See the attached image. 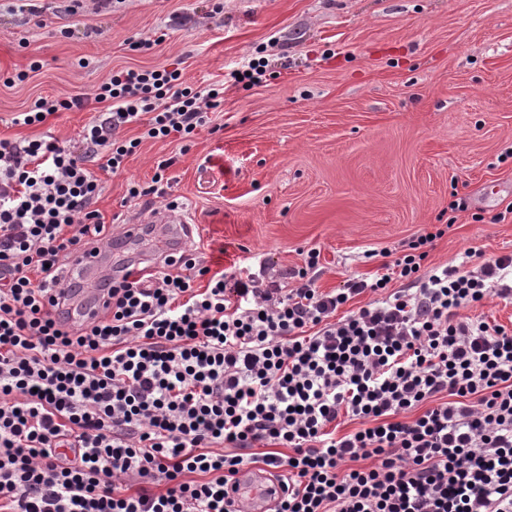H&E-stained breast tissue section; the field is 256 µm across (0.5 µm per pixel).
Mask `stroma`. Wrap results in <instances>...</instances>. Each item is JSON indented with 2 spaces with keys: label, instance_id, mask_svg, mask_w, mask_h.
I'll list each match as a JSON object with an SVG mask.
<instances>
[{
  "label": "stroma",
  "instance_id": "1",
  "mask_svg": "<svg viewBox=\"0 0 512 512\" xmlns=\"http://www.w3.org/2000/svg\"><path fill=\"white\" fill-rule=\"evenodd\" d=\"M37 14L0 0V77L39 61L29 82L0 84V138L51 133L77 140L93 110L46 124H12L36 98L82 93L111 69L164 66L187 84L224 83L218 131L188 150L147 139L120 174L97 170L96 207L112 236L105 267L165 255L172 227L148 225L126 241V218L175 202L195 222L189 244L212 269H247L284 281L308 251L320 253V290L372 279L425 233L426 267L457 265L469 250L512 254V0H34ZM167 32L141 52L132 44ZM260 84L233 71L256 54ZM163 196L129 197V182ZM463 200L454 213L451 202Z\"/></svg>",
  "mask_w": 512,
  "mask_h": 512
}]
</instances>
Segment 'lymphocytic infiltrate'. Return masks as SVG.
Segmentation results:
<instances>
[{"label": "lymphocytic infiltrate", "instance_id": "1", "mask_svg": "<svg viewBox=\"0 0 512 512\" xmlns=\"http://www.w3.org/2000/svg\"><path fill=\"white\" fill-rule=\"evenodd\" d=\"M223 101L179 69L123 67L13 119L98 104L72 145L0 139V512H231L254 461L285 489L272 512H512V330L457 316L512 301V256L426 271L428 233L322 292L314 251L289 290L183 252L126 266L97 318L65 321L67 270L110 241L91 164L191 141ZM342 416L359 429L337 435Z\"/></svg>", "mask_w": 512, "mask_h": 512}]
</instances>
